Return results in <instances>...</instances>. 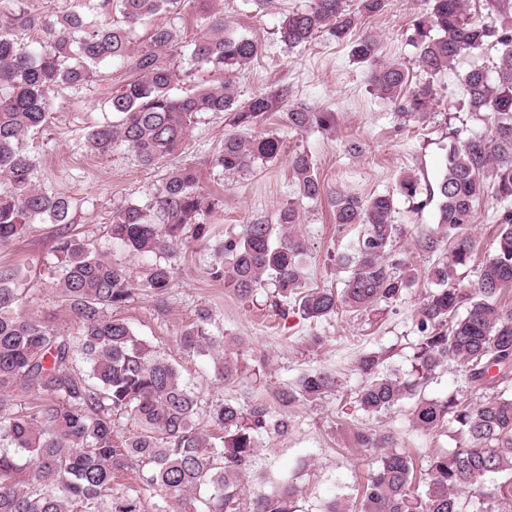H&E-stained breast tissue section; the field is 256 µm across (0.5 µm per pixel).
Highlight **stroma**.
I'll use <instances>...</instances> for the list:
<instances>
[{
	"mask_svg": "<svg viewBox=\"0 0 512 512\" xmlns=\"http://www.w3.org/2000/svg\"><path fill=\"white\" fill-rule=\"evenodd\" d=\"M219 4L229 30L255 37L261 46L256 61L226 75L241 97L287 86L292 90V102L335 112L336 125L327 131H293L281 112L270 113L259 126L260 131L278 135L287 153L308 152L327 188L366 199L396 191L406 175L434 184L444 167L449 131H457L464 140L487 129L479 116L460 110L459 103L464 74L476 63L492 67L496 53L491 50L462 56L451 70L427 77L418 68L416 50L408 40L409 23L423 11L424 0H387L380 14L359 18L357 25L358 30L378 37L382 60L406 65L414 82L433 83L431 110L402 125L394 115L393 103L379 97L369 82L367 65L352 58L348 45L324 35L295 48L280 42L277 30L284 17L307 8L310 0H278L276 8L268 12L256 11L251 0H219ZM97 100L94 92L80 99H58L52 122L43 132L28 137L25 146L36 160V183L73 198L72 228L100 254L136 273L148 266L147 258L113 247L107 233L112 212L130 202L149 201L167 169L190 164L199 169L202 187L224 198L223 207L209 218L217 238L240 237L246 225L255 222L274 223L282 207L294 204L310 255L307 287H340L345 272L336 258L354 236L337 232L327 198L300 196L286 157L254 163L239 173H222L214 168L213 158L222 149L230 126L223 115L212 113L198 119L186 148L161 167H142L123 147L101 157L85 145V128L99 116ZM353 142L359 144V152L349 151ZM495 205L491 198L480 204L471 230L477 242L473 259L459 271L462 287L475 282L479 267L493 251L496 226L491 215ZM435 212V205L416 212L407 200L398 199L395 221L401 224L402 235L396 247L407 253L418 280L401 301L375 311H341L317 324L303 320L295 310L277 315L270 290L242 299L223 283L211 280L207 268L213 260L212 251L191 243L176 264L174 286L168 294L135 295L116 314L161 355L181 365L202 406L225 400L246 406L260 400L274 415L287 417L286 433L261 439L255 468L294 472L301 512H322L333 499L353 512L376 458L372 449L356 447L357 432L393 435L396 447L413 455L421 465L429 456L452 451L460 442L453 427L434 432L412 427L409 402L388 413L369 416L343 400L362 382L355 369L361 353L385 352L386 368L401 375L412 369L418 336L415 312L429 289L424 273L439 259L438 254L421 251L416 240L438 234ZM58 234L57 225H32L23 238L0 246V265L29 270L23 284L29 298L25 313L73 334L78 325L61 302L50 272ZM202 308L209 311L212 332L223 338L226 355L239 369L237 379L217 381L209 358L187 354L177 343L181 331ZM313 335L321 337V346L310 345ZM316 369L336 375V393L283 406L279 391ZM424 392L434 398L453 393L461 400L478 399L452 360L437 369Z\"/></svg>",
	"mask_w": 512,
	"mask_h": 512,
	"instance_id": "obj_1",
	"label": "stroma"
}]
</instances>
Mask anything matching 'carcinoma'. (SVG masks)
<instances>
[{
  "mask_svg": "<svg viewBox=\"0 0 512 512\" xmlns=\"http://www.w3.org/2000/svg\"><path fill=\"white\" fill-rule=\"evenodd\" d=\"M213 0H85L82 9L32 13L25 0H0V244L22 238L33 224L71 223L68 197L33 182L36 162L24 148L31 134L51 123L55 100L67 89L78 96L90 85L104 87L101 111L112 120L88 127L86 147L106 156L117 145L129 148L138 162L154 168L176 154L204 113L232 116L231 125L249 127L270 112H284L294 130L329 129L336 121L327 110L294 105L286 87L258 91L241 101L236 88L219 80L173 93L177 74L172 61L188 57L197 72H224L257 59V39L228 32ZM468 0H429L412 21L411 43L417 63L435 76L450 70L464 53L493 49L492 70L476 66L464 76L462 108L483 116L488 129L450 146L435 187L420 179L400 180L398 193L425 208L437 200L440 236L418 240L425 252L445 251L428 271L431 288L416 312L419 341L412 377L383 369L384 355L371 351L356 361L363 378L352 399L368 415H381L404 400L413 401V426L432 432L457 423L462 442L434 456L426 472L415 474L412 457L390 446V437L358 432L363 448L377 452L356 512H464L463 491L495 479L484 497L512 501V0H489L497 17L490 23L466 13ZM312 0L289 13L278 29L290 48L319 33L351 42L352 56L369 66L374 89L398 108V116H421L433 106V86L410 87L399 62L380 60L375 35L352 38L356 13L377 15L385 0ZM188 9L206 15V27L187 42L157 18ZM149 26L139 45L131 33ZM36 39L24 48L18 35ZM283 142L274 134H224L215 164L228 174L257 161L280 157ZM290 168L303 198L327 193L305 152L291 154ZM330 193L333 221L340 231L358 230L350 251L339 258L349 274L341 290L305 288L307 244L297 231L298 212L283 207L277 223L246 225L239 239L211 242L208 216L223 198L206 192L197 169L188 164L168 170L150 202L128 203L112 212V245L140 256L157 252L138 279L126 267L100 256L89 243L68 231L57 237L55 278L62 300L79 323L77 336L63 334L22 312L21 271L0 266V512H139L131 495L114 496L115 479L126 470L140 478L177 512H237L241 478L251 470L263 436L288 428L262 401L246 407L226 400L203 410L184 382L178 365L152 348L112 310L137 290L168 293L175 260L188 241L211 243L209 274L241 298L273 289L276 309L292 301L302 318L321 322L339 308L370 311L399 301L415 283V273L394 242L391 192L367 199L341 189ZM493 195L498 206L494 252L480 266L471 287H461L458 270L472 260L476 241L464 230L474 224L481 201ZM210 314L197 318L179 336L183 351L212 360L219 380L237 376L220 353V340L209 328ZM456 360L469 389L481 394L474 404L451 394L429 399L423 386L448 359ZM336 377L316 370L280 393L283 404L313 401L336 388ZM494 391L488 396L486 392ZM208 415L218 434L200 426ZM126 415L137 426L118 434L115 417ZM33 468L26 483L19 475ZM276 491L260 496L251 512H298L299 489L292 479L266 475Z\"/></svg>",
  "mask_w": 512,
  "mask_h": 512,
  "instance_id": "carcinoma-1",
  "label": "carcinoma"
}]
</instances>
